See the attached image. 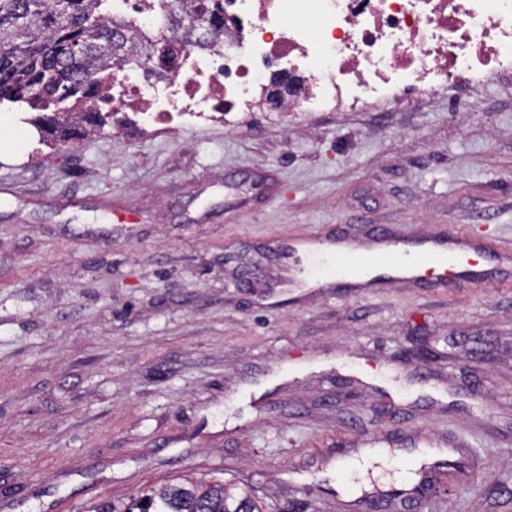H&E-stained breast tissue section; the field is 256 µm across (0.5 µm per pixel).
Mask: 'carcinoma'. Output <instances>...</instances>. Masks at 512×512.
<instances>
[{"label": "carcinoma", "instance_id": "cac0c4a2", "mask_svg": "<svg viewBox=\"0 0 512 512\" xmlns=\"http://www.w3.org/2000/svg\"><path fill=\"white\" fill-rule=\"evenodd\" d=\"M102 0H0V104L26 105L40 138L67 140L75 126L103 131L111 111L110 81L102 74L117 58L143 49L123 23L100 15ZM191 10L183 35L203 49L224 34V21L202 0H174L168 16ZM85 512H262L252 496L233 495L220 481L208 485L185 479L129 499L123 510L110 502Z\"/></svg>", "mask_w": 512, "mask_h": 512}]
</instances>
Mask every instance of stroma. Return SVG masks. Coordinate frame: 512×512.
<instances>
[{
    "label": "stroma",
    "mask_w": 512,
    "mask_h": 512,
    "mask_svg": "<svg viewBox=\"0 0 512 512\" xmlns=\"http://www.w3.org/2000/svg\"><path fill=\"white\" fill-rule=\"evenodd\" d=\"M0 160V512H84L180 478L264 512H360L349 440L472 449L382 512H512V281L301 287L302 235L452 225L512 246V77L369 112L269 109Z\"/></svg>",
    "instance_id": "1"
}]
</instances>
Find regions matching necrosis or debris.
I'll return each mask as SVG.
<instances>
[{"label":"necrosis or debris","instance_id":"4bbe7bcc","mask_svg":"<svg viewBox=\"0 0 512 512\" xmlns=\"http://www.w3.org/2000/svg\"><path fill=\"white\" fill-rule=\"evenodd\" d=\"M170 0H112L115 19L142 43L157 40ZM310 14L315 30L296 24ZM167 80L141 60L112 70V110L142 127L233 123L252 111L279 65L303 69L287 112H364L382 100H417L512 74V0H224V36L187 48Z\"/></svg>","mask_w":512,"mask_h":512}]
</instances>
